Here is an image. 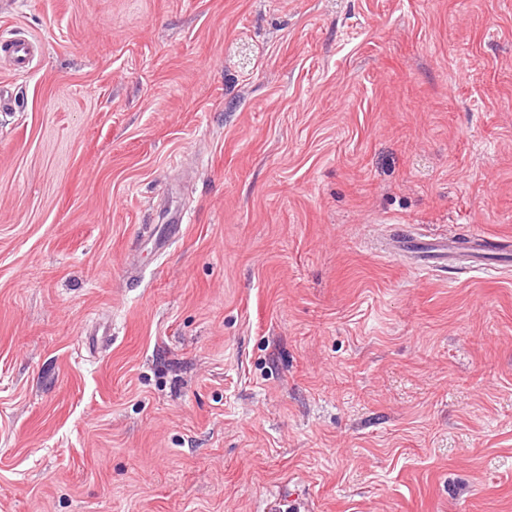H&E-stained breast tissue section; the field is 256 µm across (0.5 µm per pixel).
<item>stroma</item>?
<instances>
[{"label": "stroma", "mask_w": 512, "mask_h": 512, "mask_svg": "<svg viewBox=\"0 0 512 512\" xmlns=\"http://www.w3.org/2000/svg\"><path fill=\"white\" fill-rule=\"evenodd\" d=\"M18 36L0 512H512V266L379 248L512 238V0H14ZM0 51L10 55L16 73H28L32 69L35 56V46L32 41L18 39L9 43H2L0 44ZM510 242L486 235L440 237L426 240L416 236L412 229L398 227L381 249L394 255L409 257L422 269L443 270L455 268L460 273L491 275L499 268L486 261L485 255L509 253Z\"/></svg>", "instance_id": "obj_1"}]
</instances>
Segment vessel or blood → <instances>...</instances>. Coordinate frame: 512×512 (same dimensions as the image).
<instances>
[{
    "instance_id": "1",
    "label": "vessel or blood",
    "mask_w": 512,
    "mask_h": 512,
    "mask_svg": "<svg viewBox=\"0 0 512 512\" xmlns=\"http://www.w3.org/2000/svg\"><path fill=\"white\" fill-rule=\"evenodd\" d=\"M0 51L10 55L13 69L29 72L33 67L35 46L32 41L18 39L0 44ZM385 252L411 258L422 269L454 268L461 273L492 274L494 265L487 255L512 252V243L486 235L440 237L426 240L409 229L399 227L381 245Z\"/></svg>"
}]
</instances>
